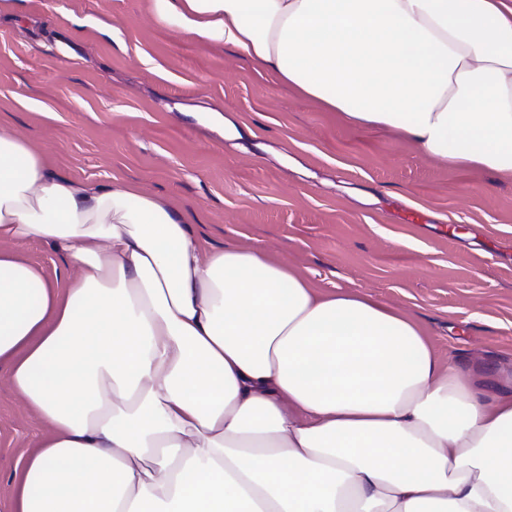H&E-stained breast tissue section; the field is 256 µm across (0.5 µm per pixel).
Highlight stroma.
Segmentation results:
<instances>
[{
	"mask_svg": "<svg viewBox=\"0 0 512 512\" xmlns=\"http://www.w3.org/2000/svg\"><path fill=\"white\" fill-rule=\"evenodd\" d=\"M0 132L57 174L168 198L209 248L268 251L404 312L484 370L483 392L512 391V177L350 126L152 0H0ZM41 432L1 383V505Z\"/></svg>",
	"mask_w": 512,
	"mask_h": 512,
	"instance_id": "1",
	"label": "stroma"
}]
</instances>
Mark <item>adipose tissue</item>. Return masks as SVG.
Wrapping results in <instances>:
<instances>
[{"label":"adipose tissue","mask_w":512,"mask_h":512,"mask_svg":"<svg viewBox=\"0 0 512 512\" xmlns=\"http://www.w3.org/2000/svg\"><path fill=\"white\" fill-rule=\"evenodd\" d=\"M153 8L350 125L512 176V0ZM478 375L372 298L205 249L165 199L0 135V380L45 427L6 512H512V393ZM15 249L27 260L41 266L53 280L56 274H58L60 282L66 277L67 272L48 244L39 240H28L16 244Z\"/></svg>","instance_id":"adipose-tissue-1"}]
</instances>
